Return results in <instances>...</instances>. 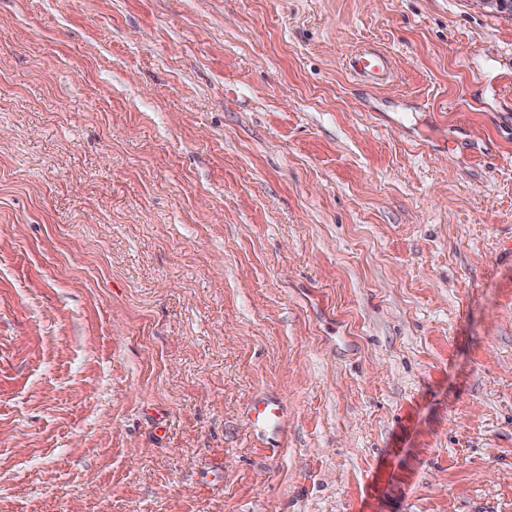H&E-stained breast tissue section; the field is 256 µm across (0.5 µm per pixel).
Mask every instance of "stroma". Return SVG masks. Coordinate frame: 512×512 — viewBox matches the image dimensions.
I'll return each instance as SVG.
<instances>
[{"instance_id": "35a3bbf8", "label": "stroma", "mask_w": 512, "mask_h": 512, "mask_svg": "<svg viewBox=\"0 0 512 512\" xmlns=\"http://www.w3.org/2000/svg\"><path fill=\"white\" fill-rule=\"evenodd\" d=\"M0 512H512V17L0 0ZM349 65L354 74L373 80H384L390 75L388 60L375 52L355 53ZM247 416L255 429L279 433L285 421V408L275 397H258L250 404Z\"/></svg>"}]
</instances>
